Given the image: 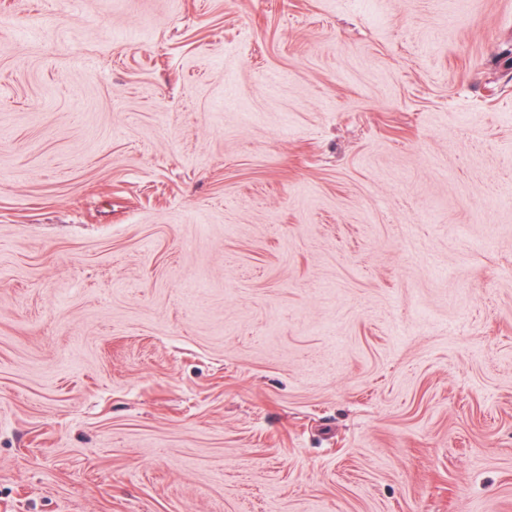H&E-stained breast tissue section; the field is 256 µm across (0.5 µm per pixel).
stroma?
I'll return each mask as SVG.
<instances>
[{
  "instance_id": "stroma-1",
  "label": "stroma",
  "mask_w": 512,
  "mask_h": 512,
  "mask_svg": "<svg viewBox=\"0 0 512 512\" xmlns=\"http://www.w3.org/2000/svg\"><path fill=\"white\" fill-rule=\"evenodd\" d=\"M0 512H512V0H0Z\"/></svg>"
}]
</instances>
